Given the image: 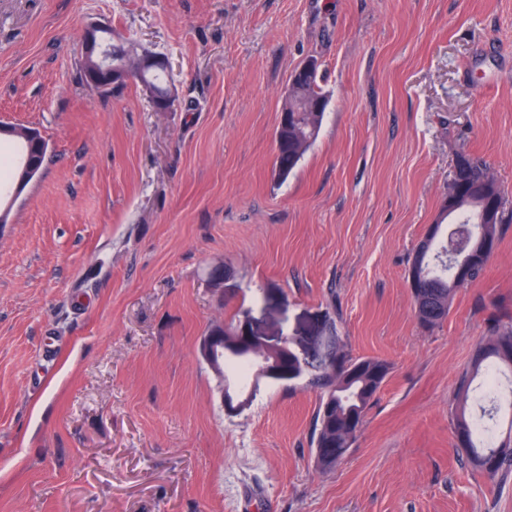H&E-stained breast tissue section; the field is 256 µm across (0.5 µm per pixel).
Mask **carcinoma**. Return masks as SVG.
<instances>
[{"mask_svg": "<svg viewBox=\"0 0 512 512\" xmlns=\"http://www.w3.org/2000/svg\"><path fill=\"white\" fill-rule=\"evenodd\" d=\"M165 72L148 68L138 77L162 93ZM299 111L289 113L288 126L277 129L275 141L280 143L276 164L277 179L284 181L298 167L305 152L316 140L327 109V98L318 84V71H295L288 95V106ZM454 178L462 192L448 196L442 207L443 218L450 219L453 231L442 239H431L426 252L415 251L410 272L414 278L412 300L421 326L432 330L448 317L457 288L480 277L490 260L483 241L498 243L501 225L509 223V213L502 208L491 224H482L478 216L486 198L496 193L497 182L491 168L480 156L465 149L456 154ZM453 251L470 263L467 278L459 281L451 274L450 264L442 257ZM339 364L336 369H311L310 385L320 390L321 398L315 415L312 445L317 466L328 469L343 459L360 431L366 411L385 381L390 365L377 358H354L336 347ZM245 370L255 372L251 361L240 357L224 358V380ZM512 373V330L502 332L497 325L489 327L478 343L471 366L474 375L484 376L489 384L503 370ZM454 435L465 441L464 451L473 466L493 478L512 472V431L499 444L493 443L488 426L470 419L461 408L454 423Z\"/></svg>", "mask_w": 512, "mask_h": 512, "instance_id": "1", "label": "carcinoma"}]
</instances>
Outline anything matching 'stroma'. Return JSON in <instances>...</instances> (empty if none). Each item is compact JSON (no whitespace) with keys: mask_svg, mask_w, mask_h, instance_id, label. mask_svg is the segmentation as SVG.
<instances>
[{"mask_svg":"<svg viewBox=\"0 0 512 512\" xmlns=\"http://www.w3.org/2000/svg\"><path fill=\"white\" fill-rule=\"evenodd\" d=\"M92 27L168 58L169 111L82 80ZM312 57L329 104L281 181ZM0 120L48 143L0 230V512H512V474L453 433L512 325V223L433 330L407 283L460 149L512 209V0H0ZM218 322L390 363L336 467L306 379L226 415L198 352ZM507 369L512 374V329L501 332L496 324L489 327L487 335L478 343L471 366L472 375L483 373L484 384Z\"/></svg>","mask_w":512,"mask_h":512,"instance_id":"stroma-1","label":"stroma"}]
</instances>
